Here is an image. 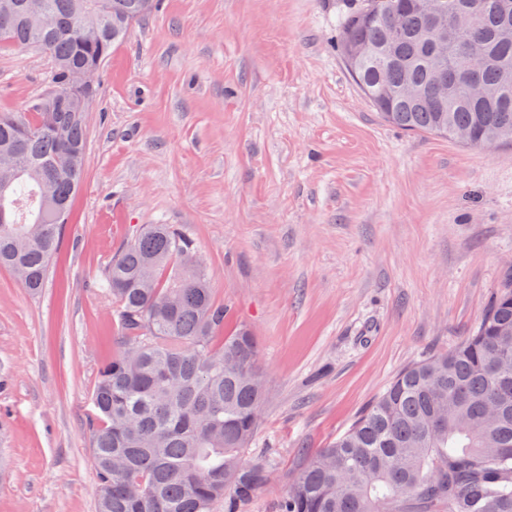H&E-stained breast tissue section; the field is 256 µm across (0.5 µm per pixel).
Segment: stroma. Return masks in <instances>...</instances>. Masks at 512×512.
Masks as SVG:
<instances>
[{
    "label": "stroma",
    "mask_w": 512,
    "mask_h": 512,
    "mask_svg": "<svg viewBox=\"0 0 512 512\" xmlns=\"http://www.w3.org/2000/svg\"><path fill=\"white\" fill-rule=\"evenodd\" d=\"M361 2L158 0L113 51L44 288L0 269V512H97L92 393L118 336L99 283L137 225L185 227L225 332L255 337L268 397L243 456L274 480L236 512H281L309 454L476 330L512 279V142L385 122L336 48ZM51 71L0 49V112Z\"/></svg>",
    "instance_id": "35a3bbf8"
}]
</instances>
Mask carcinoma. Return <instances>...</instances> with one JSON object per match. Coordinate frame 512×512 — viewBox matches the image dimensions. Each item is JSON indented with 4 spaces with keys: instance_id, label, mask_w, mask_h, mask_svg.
<instances>
[{
    "instance_id": "1",
    "label": "carcinoma",
    "mask_w": 512,
    "mask_h": 512,
    "mask_svg": "<svg viewBox=\"0 0 512 512\" xmlns=\"http://www.w3.org/2000/svg\"><path fill=\"white\" fill-rule=\"evenodd\" d=\"M54 25L33 29L26 0H0V49L52 59L51 94L0 112V268L44 287L73 197L84 181V112L55 98L67 75L102 66L128 30L133 0H38ZM461 17L446 44L419 0H367L343 23L364 50L348 63L393 125L485 146L512 140V0H445ZM397 6L385 14L387 4ZM482 95L461 91L468 78ZM118 350L100 368L92 435L98 512H228L272 478L242 456L268 394L254 336L224 335L207 265L179 224H147L108 265ZM281 512H512V287L477 331L395 376L354 426L309 455Z\"/></svg>"
}]
</instances>
